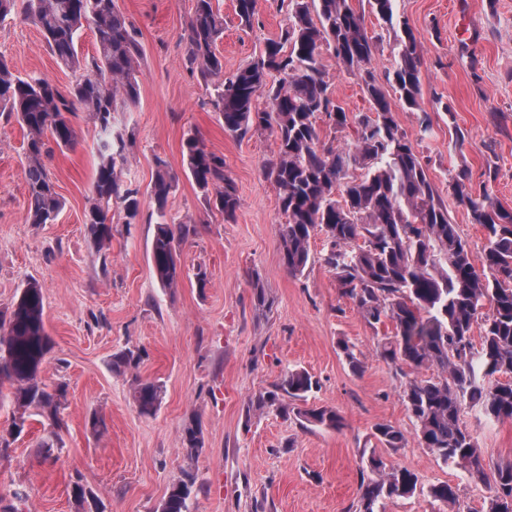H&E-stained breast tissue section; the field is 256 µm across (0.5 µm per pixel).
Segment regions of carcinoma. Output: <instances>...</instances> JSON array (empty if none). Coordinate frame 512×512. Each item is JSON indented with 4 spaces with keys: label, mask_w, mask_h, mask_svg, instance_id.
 Here are the masks:
<instances>
[{
    "label": "carcinoma",
    "mask_w": 512,
    "mask_h": 512,
    "mask_svg": "<svg viewBox=\"0 0 512 512\" xmlns=\"http://www.w3.org/2000/svg\"><path fill=\"white\" fill-rule=\"evenodd\" d=\"M396 0H367L371 13L394 32V66L387 81L410 110L420 108L421 46ZM288 24L268 40L242 68L224 76V57L217 42L224 35V16L213 0H195L186 33L185 65L211 84L210 104L220 113L224 131L243 138L268 131L277 153L266 173L279 191L284 222L278 225L282 262L302 276L311 261L310 240L325 237L323 262L371 326L390 322L394 334L378 344L381 357L413 370L436 368L434 377L408 379L403 401L415 436L442 464L464 469L474 482L487 479L485 449L462 422L465 410L488 422L512 420V209L497 200L493 183L497 168L487 163L485 179L473 184L469 172L451 176L448 187L471 223L485 231L486 244L475 260L448 208L429 181L422 157L394 118L390 102L374 74L366 69L381 37L369 34L365 12L349 0H280ZM22 13L39 30L57 63L73 80L60 86L44 77L21 75L0 55V112L15 116L26 131L23 174L27 186L28 224H53L64 204L55 189L47 160L54 148L75 143L70 117L87 113L106 136L97 147L98 166L84 224L95 247L112 243V208L119 205L125 223L139 215V189L121 180L127 162L129 132L114 129L115 114L138 102V72L143 58L138 33L116 0H0V24ZM239 24L258 20V0H236ZM92 29L97 50L78 52L84 27ZM362 83L370 112L351 114L329 91L322 50ZM333 129L351 128L347 149L320 139L316 118ZM184 172L204 194L214 193V206L231 220L239 208L234 181L224 170V157L206 150L195 135L182 143ZM177 177L165 161H157L150 185L156 215L151 261L162 287L175 288L182 278L176 248L197 234L190 221L168 217L169 196ZM482 270H477L476 264ZM480 325L479 340L471 336ZM53 339L44 320L42 285L29 281L11 310L0 312V406L8 403L25 424L27 413L48 421L51 435L39 444L45 461H57L65 385L46 383L44 366ZM141 356L132 349L113 356L117 372L134 371ZM304 371L285 374L275 389L260 395L256 409L284 413V399L306 401L313 389ZM133 403L143 415L161 403V389L136 381ZM303 425L336 430L342 417L333 408L295 407ZM374 437L396 450L408 443L391 424L375 426ZM183 448L197 456L203 448L197 423L184 428ZM493 495L486 512H512V463L493 469ZM196 477L186 471L172 483L160 512H190ZM418 477L386 463L375 449L361 453L360 495L354 512H379L386 500L417 491ZM82 512L98 507L94 493L81 482L71 487ZM432 501L459 499L447 482L427 490Z\"/></svg>",
    "instance_id": "carcinoma-1"
}]
</instances>
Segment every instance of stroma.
I'll return each instance as SVG.
<instances>
[{
	"mask_svg": "<svg viewBox=\"0 0 512 512\" xmlns=\"http://www.w3.org/2000/svg\"><path fill=\"white\" fill-rule=\"evenodd\" d=\"M193 4L117 0L138 29L143 51L139 102L118 116L135 133L121 179L139 188L141 205L131 224L113 210L109 250L98 251L83 224L97 163L98 129L89 116H72L76 143L55 150L47 162L64 202L57 222L29 224L24 131L15 118L0 114V310L28 281L42 285L45 324L54 340L44 377L67 385L58 460L40 462L44 431L29 418L0 454V500L11 503L13 491L22 489L27 499L21 512H77L70 489L78 480L95 492L104 512H156L169 486L189 469L198 485L190 512H349L359 496L361 452L377 446L375 425L388 423L408 443L381 454L414 472L419 489L385 502L384 512H485L492 482H470L419 444L402 399L407 375L378 352L392 327H370L342 294L320 259L323 235L310 241L313 261L304 275L293 276L284 266L278 190L263 171L276 151L275 139L267 132L243 139L226 133L209 103L210 86L185 68ZM217 6L224 16L217 48L228 75L277 37L287 19L277 0H259L258 23L244 29L234 0H218ZM396 10L409 18L421 42L422 96L412 111L388 91L391 110L413 140L450 222L473 256H480L485 233L456 205L448 181L462 168L480 181L487 161L495 160V195L512 208V0H396ZM0 53L20 73L61 85L72 79L23 15L0 24ZM322 64L334 99L348 112L368 111L359 80L332 51H323ZM445 103L453 115L442 112ZM425 113L433 132L422 140L419 119ZM190 131L223 156L236 183L240 207L232 220L184 173L181 144ZM459 132L465 141L457 148ZM160 159L179 176L169 214L193 219L199 228L179 245L183 278L171 289L158 283L150 258L154 205L147 189ZM200 270L207 274L203 287L196 278ZM260 290L267 306L257 303ZM344 340L354 344L361 371L349 367L340 347ZM126 348L142 355L136 373L112 369L113 354ZM291 369L313 377L317 386L308 405L336 409L344 422L340 430L255 409L256 397ZM136 377L161 386L155 415H141L133 403L130 384ZM96 414L106 425L99 437L89 426ZM192 420L204 448L190 461L182 434ZM463 421L489 459L512 460V421L485 423L471 411ZM439 482L459 486L456 504L431 502L426 491Z\"/></svg>",
	"mask_w": 512,
	"mask_h": 512,
	"instance_id": "1",
	"label": "stroma"
}]
</instances>
